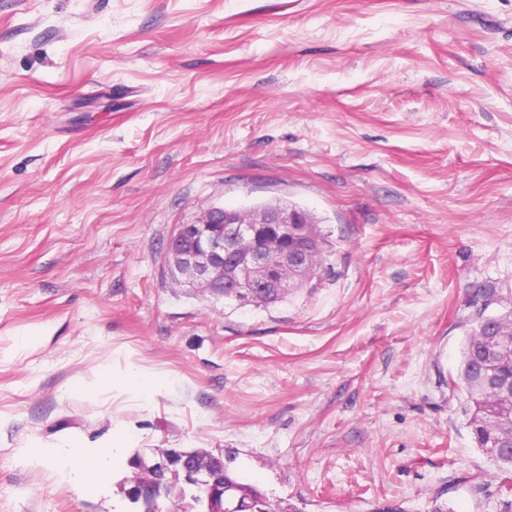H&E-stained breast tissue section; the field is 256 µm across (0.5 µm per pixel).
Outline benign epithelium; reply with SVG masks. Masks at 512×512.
<instances>
[{
    "mask_svg": "<svg viewBox=\"0 0 512 512\" xmlns=\"http://www.w3.org/2000/svg\"><path fill=\"white\" fill-rule=\"evenodd\" d=\"M317 221L304 209L279 201L249 209L212 207L188 224H178L169 238L166 259L175 282L214 295L229 294L242 304L267 305L315 276L320 250L314 232ZM179 468L184 485L166 479L168 466ZM190 499L202 512H240L249 501L241 485L224 487V460L204 453L183 452L168 464L152 466L130 488L152 512L158 499Z\"/></svg>",
    "mask_w": 512,
    "mask_h": 512,
    "instance_id": "obj_1",
    "label": "benign epithelium"
}]
</instances>
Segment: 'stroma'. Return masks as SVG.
<instances>
[{"instance_id":"1","label":"stroma","mask_w":512,"mask_h":512,"mask_svg":"<svg viewBox=\"0 0 512 512\" xmlns=\"http://www.w3.org/2000/svg\"><path fill=\"white\" fill-rule=\"evenodd\" d=\"M275 199L309 284L171 279L175 225ZM478 289L512 311V0H0V512H140L165 450L281 512H512L448 386ZM65 451L74 458L77 465L88 478H99L103 476L104 471L101 456L88 455L84 453L82 448L77 447L69 448Z\"/></svg>"}]
</instances>
